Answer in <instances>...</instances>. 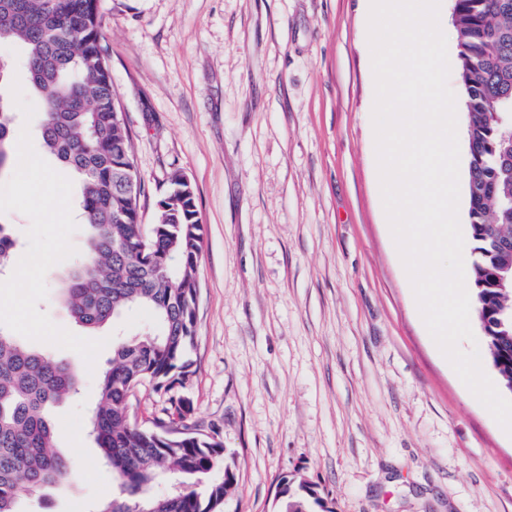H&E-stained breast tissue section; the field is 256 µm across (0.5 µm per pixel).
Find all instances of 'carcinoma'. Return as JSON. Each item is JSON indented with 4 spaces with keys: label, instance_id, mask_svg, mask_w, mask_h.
<instances>
[{
    "label": "carcinoma",
    "instance_id": "carcinoma-1",
    "mask_svg": "<svg viewBox=\"0 0 512 512\" xmlns=\"http://www.w3.org/2000/svg\"><path fill=\"white\" fill-rule=\"evenodd\" d=\"M452 24L464 87L469 162V224L474 312L483 325L488 363L512 393V285L496 273L512 263V0H456ZM17 44L41 112L46 153L79 181L85 246L62 286L74 322L86 331L125 312L151 311L149 330L112 343L88 433L122 494L95 512H219L234 475L216 476L224 443L189 423L193 408L170 396L153 427L132 422L126 408L142 385L170 392L192 375L202 224L194 190L174 174L159 199L158 221L138 223L141 190L129 179L132 137L112 85L98 0H0V43ZM19 131L0 101V162L9 163ZM18 248L0 225V270ZM72 364L0 330V512H27L26 502L67 479L54 450L48 409L75 397ZM175 474L183 488H152ZM281 512H312L322 501L301 485L281 492Z\"/></svg>",
    "mask_w": 512,
    "mask_h": 512
}]
</instances>
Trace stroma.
<instances>
[{
    "mask_svg": "<svg viewBox=\"0 0 512 512\" xmlns=\"http://www.w3.org/2000/svg\"><path fill=\"white\" fill-rule=\"evenodd\" d=\"M143 183L172 173L203 225L194 375L236 484L223 512H279L311 484L330 512H512V437L437 352L389 234L376 167L370 0H100ZM52 412L69 479L30 512L118 484L87 433L94 369Z\"/></svg>",
    "mask_w": 512,
    "mask_h": 512,
    "instance_id": "1",
    "label": "stroma"
}]
</instances>
